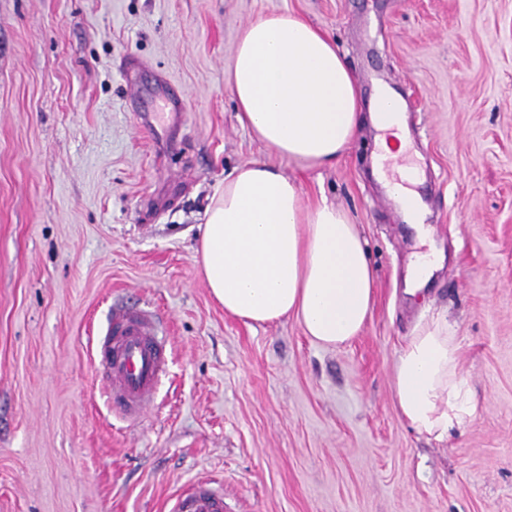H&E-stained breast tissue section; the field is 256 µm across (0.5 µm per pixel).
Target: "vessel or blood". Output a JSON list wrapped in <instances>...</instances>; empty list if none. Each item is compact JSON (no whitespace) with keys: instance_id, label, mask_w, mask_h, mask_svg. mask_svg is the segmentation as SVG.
Wrapping results in <instances>:
<instances>
[{"instance_id":"1","label":"vessel or blood","mask_w":512,"mask_h":512,"mask_svg":"<svg viewBox=\"0 0 512 512\" xmlns=\"http://www.w3.org/2000/svg\"><path fill=\"white\" fill-rule=\"evenodd\" d=\"M96 372L112 407L129 420L141 418L167 372V343L156 315L145 308L115 305L95 346ZM175 512H224V496L195 484L177 498Z\"/></svg>"}]
</instances>
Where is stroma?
Instances as JSON below:
<instances>
[{
    "instance_id": "stroma-1",
    "label": "stroma",
    "mask_w": 512,
    "mask_h": 512,
    "mask_svg": "<svg viewBox=\"0 0 512 512\" xmlns=\"http://www.w3.org/2000/svg\"><path fill=\"white\" fill-rule=\"evenodd\" d=\"M294 12L336 40L363 102L402 99L415 190L445 262L404 292L413 228L371 174L375 130L303 169L236 119L243 25ZM181 117L158 121L162 86ZM262 160L367 241L361 334L226 315L198 272L204 210ZM165 322L169 376L130 421L95 376L115 303ZM447 315L476 411L448 439L401 419L414 323ZM198 481L225 512H512V0H0V512H168Z\"/></svg>"
}]
</instances>
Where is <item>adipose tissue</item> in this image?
<instances>
[{
    "instance_id": "1",
    "label": "adipose tissue",
    "mask_w": 512,
    "mask_h": 512,
    "mask_svg": "<svg viewBox=\"0 0 512 512\" xmlns=\"http://www.w3.org/2000/svg\"><path fill=\"white\" fill-rule=\"evenodd\" d=\"M237 119L304 169L334 166L364 121L378 130L374 170L408 151L401 99L376 90L359 110L358 88L335 40L298 14L242 27L229 67ZM212 296L254 325L294 318L305 336L337 347L369 319L375 274L348 213L305 203L296 179L261 160L235 167L214 191L195 248ZM391 388L403 421L441 441L476 411L456 332L422 318L396 356Z\"/></svg>"
}]
</instances>
